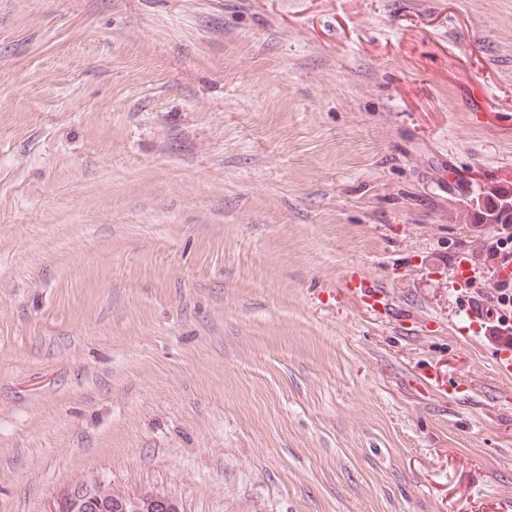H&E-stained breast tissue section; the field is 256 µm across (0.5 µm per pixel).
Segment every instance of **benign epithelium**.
<instances>
[{
    "instance_id": "obj_1",
    "label": "benign epithelium",
    "mask_w": 512,
    "mask_h": 512,
    "mask_svg": "<svg viewBox=\"0 0 512 512\" xmlns=\"http://www.w3.org/2000/svg\"><path fill=\"white\" fill-rule=\"evenodd\" d=\"M51 512H181L169 495L143 489L122 493L121 498L107 502L101 497L97 481L78 483L68 489L54 504Z\"/></svg>"
}]
</instances>
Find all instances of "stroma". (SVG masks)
<instances>
[{
	"label": "stroma",
	"mask_w": 512,
	"mask_h": 512,
	"mask_svg": "<svg viewBox=\"0 0 512 512\" xmlns=\"http://www.w3.org/2000/svg\"><path fill=\"white\" fill-rule=\"evenodd\" d=\"M499 188L512 0H0V512H512ZM511 196L508 191L501 192L491 197H487L484 208L479 206L478 212L475 214V219L481 224H512V206L509 210L506 206L504 197ZM348 294L356 302L362 303L365 307L376 310V305H383L379 295L383 294L377 290L371 282L363 275L350 280V286L347 288ZM97 480L78 483L68 489L50 512H181L169 495L157 490L143 489L137 493L123 492L112 499V506L100 495Z\"/></svg>",
	"instance_id": "stroma-1"
}]
</instances>
